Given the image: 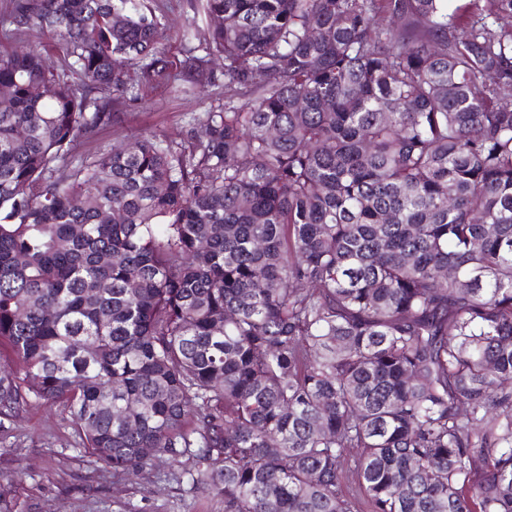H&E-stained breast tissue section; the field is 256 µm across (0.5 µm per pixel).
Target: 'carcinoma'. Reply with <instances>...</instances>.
<instances>
[{
	"mask_svg": "<svg viewBox=\"0 0 512 512\" xmlns=\"http://www.w3.org/2000/svg\"><path fill=\"white\" fill-rule=\"evenodd\" d=\"M450 2L197 0L238 101L72 166L167 27L13 0L68 61L0 52V415L224 512H512V0Z\"/></svg>",
	"mask_w": 512,
	"mask_h": 512,
	"instance_id": "1",
	"label": "carcinoma"
}]
</instances>
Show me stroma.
Returning a JSON list of instances; mask_svg holds the SVG:
<instances>
[{"instance_id":"1","label":"stroma","mask_w":512,"mask_h":512,"mask_svg":"<svg viewBox=\"0 0 512 512\" xmlns=\"http://www.w3.org/2000/svg\"><path fill=\"white\" fill-rule=\"evenodd\" d=\"M168 26L158 49L167 69L140 81L139 97L116 105V122L100 126L80 139L75 157L110 150L119 136L157 133L187 140L194 119L232 99L224 87V63L206 65L210 82L204 93H190L197 78L187 60L203 56L198 39H182L178 31L188 19L205 28L192 0H150ZM193 461H163L139 474L113 473L79 444L67 414L59 406L33 403L0 419V488L15 493L16 512H224V498L204 483L193 482Z\"/></svg>"}]
</instances>
